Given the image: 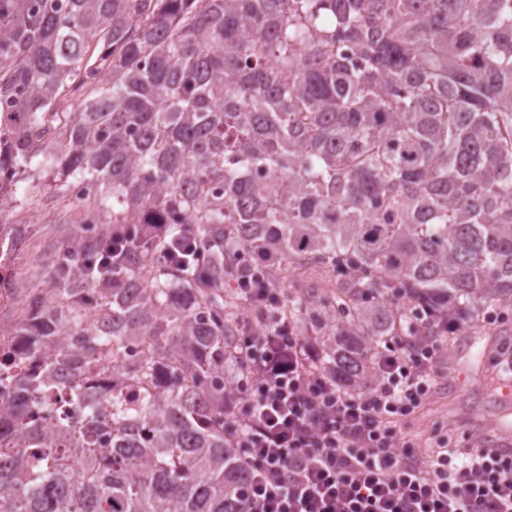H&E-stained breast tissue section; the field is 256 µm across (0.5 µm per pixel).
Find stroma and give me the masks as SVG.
Listing matches in <instances>:
<instances>
[{
  "label": "stroma",
  "instance_id": "stroma-1",
  "mask_svg": "<svg viewBox=\"0 0 512 512\" xmlns=\"http://www.w3.org/2000/svg\"><path fill=\"white\" fill-rule=\"evenodd\" d=\"M42 182L41 192L13 214L15 222L31 227L18 258L20 279L38 286L54 246L91 216L88 202L73 200L53 175L43 174ZM511 344L512 307L463 322L444 337L442 373L428 403L407 422V432L432 441L447 439L449 447L462 453L512 439V399L502 394L506 374L499 362L501 349Z\"/></svg>",
  "mask_w": 512,
  "mask_h": 512
}]
</instances>
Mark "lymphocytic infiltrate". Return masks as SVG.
<instances>
[{"label": "lymphocytic infiltrate", "instance_id": "1", "mask_svg": "<svg viewBox=\"0 0 512 512\" xmlns=\"http://www.w3.org/2000/svg\"><path fill=\"white\" fill-rule=\"evenodd\" d=\"M246 329L245 512H512V454L461 458L441 442L420 465L401 432L440 371L438 337L391 347L371 386L345 391L312 369L293 326Z\"/></svg>", "mask_w": 512, "mask_h": 512}]
</instances>
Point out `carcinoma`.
<instances>
[{
    "mask_svg": "<svg viewBox=\"0 0 512 512\" xmlns=\"http://www.w3.org/2000/svg\"><path fill=\"white\" fill-rule=\"evenodd\" d=\"M35 170L109 227L21 285L50 298L22 329L60 342L0 409L23 434L0 512H243L245 302L345 390L512 305V0H0L1 224ZM317 256L330 296L280 298Z\"/></svg>",
    "mask_w": 512,
    "mask_h": 512,
    "instance_id": "carcinoma-1",
    "label": "carcinoma"
}]
</instances>
